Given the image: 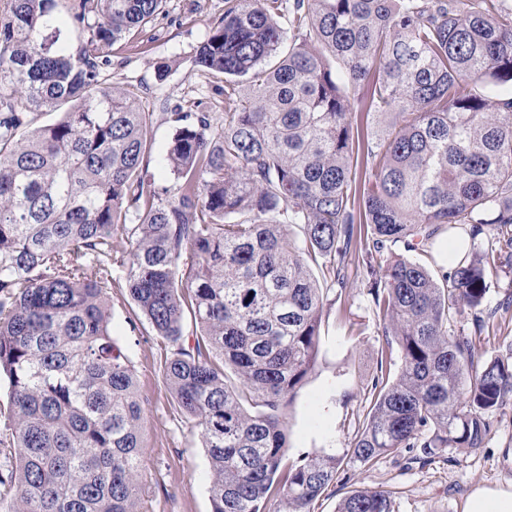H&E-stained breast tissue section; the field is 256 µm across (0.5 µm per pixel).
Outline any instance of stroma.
Wrapping results in <instances>:
<instances>
[{"label":"stroma","instance_id":"stroma-1","mask_svg":"<svg viewBox=\"0 0 512 512\" xmlns=\"http://www.w3.org/2000/svg\"><path fill=\"white\" fill-rule=\"evenodd\" d=\"M224 11V0H167L163 13L146 28L132 31L109 47L112 61L101 80L113 78L136 88L149 112L153 146L146 178L170 186L166 149L174 133L171 113L202 110L224 118V96L194 62L209 23ZM360 252L349 259L347 285L333 290L325 307L318 362L314 372L284 409L289 459L333 455L341 475L314 502L313 512H337L353 490L382 488L391 493L392 512H464L467 498L482 488L512 491V404L492 417L483 447L442 448L423 455L404 449L370 469L350 457V446L370 406L369 391L386 338L373 316ZM112 336L128 355L143 408L140 473L141 512H211L209 461L200 430L176 411L163 364L170 350L139 313L129 292L115 288ZM486 327L475 344L483 358L512 351V270L490 280Z\"/></svg>","mask_w":512,"mask_h":512}]
</instances>
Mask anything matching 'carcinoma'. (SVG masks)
<instances>
[{
	"label": "carcinoma",
	"mask_w": 512,
	"mask_h": 512,
	"mask_svg": "<svg viewBox=\"0 0 512 512\" xmlns=\"http://www.w3.org/2000/svg\"><path fill=\"white\" fill-rule=\"evenodd\" d=\"M165 2L0 0V383L15 448L0 512H139L142 406L112 336L114 266L174 347L164 373L200 428L212 512H266L273 496L276 512H311L338 479L332 455L285 463L283 408L315 369L321 284L346 286L356 248L401 364L380 361L351 458L481 447L512 402V352L480 360L455 323L467 307L481 332L488 277L512 268V5L224 0L195 54L224 81V124L173 113L175 185L158 189L143 177L150 115L100 76L103 48ZM43 111L60 118L32 126ZM445 227L468 245L439 280L419 256ZM337 512H391L390 493L356 490Z\"/></svg>",
	"instance_id": "1"
}]
</instances>
